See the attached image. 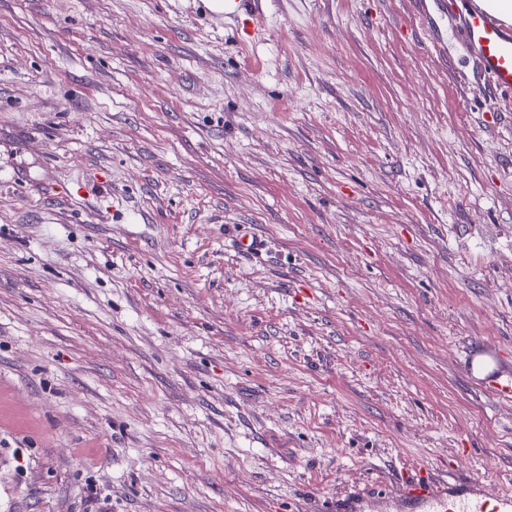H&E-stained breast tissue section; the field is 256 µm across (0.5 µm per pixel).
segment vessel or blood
I'll use <instances>...</instances> for the list:
<instances>
[{"mask_svg": "<svg viewBox=\"0 0 512 512\" xmlns=\"http://www.w3.org/2000/svg\"><path fill=\"white\" fill-rule=\"evenodd\" d=\"M224 11L255 17L251 32L264 35L257 0H224ZM447 12L454 21L460 51L477 61L481 73L497 91L512 94V30L479 6L461 11L457 0H448ZM466 372L490 394L512 396V370L504 368L497 349L481 344L472 347ZM384 503L387 512H512V492L489 495L480 481H441L422 471L395 495L385 497Z\"/></svg>", "mask_w": 512, "mask_h": 512, "instance_id": "b4317fda", "label": "vessel or blood"}]
</instances>
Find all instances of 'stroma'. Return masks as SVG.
I'll return each mask as SVG.
<instances>
[{"instance_id": "stroma-1", "label": "stroma", "mask_w": 512, "mask_h": 512, "mask_svg": "<svg viewBox=\"0 0 512 512\" xmlns=\"http://www.w3.org/2000/svg\"><path fill=\"white\" fill-rule=\"evenodd\" d=\"M261 8L0 0V512L512 489V98L411 0ZM207 7L210 11L224 15H234L237 16L240 13H245L248 16H252L256 20V24H254L253 18H250L253 24V27L250 28V33L256 35V37H261L265 33L264 24L262 14L258 9L256 3L259 0H206ZM465 372L469 379L472 376L478 382L477 385L491 395L498 398L512 396V373L503 367L496 348L483 344L472 347Z\"/></svg>"}]
</instances>
